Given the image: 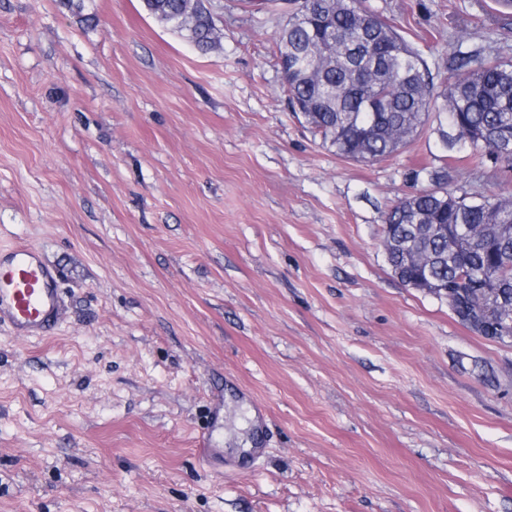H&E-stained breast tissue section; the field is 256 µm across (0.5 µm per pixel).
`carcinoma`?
Segmentation results:
<instances>
[{
	"mask_svg": "<svg viewBox=\"0 0 512 512\" xmlns=\"http://www.w3.org/2000/svg\"><path fill=\"white\" fill-rule=\"evenodd\" d=\"M144 7L200 51L215 47V22L204 0H144ZM456 40L446 83L435 85L426 62L391 23L368 11L362 0H306L289 13L275 38L276 62H285L283 84L290 107L299 104L313 131L344 158L371 163L397 152L418 128L436 119L452 149L459 145L482 163L484 155L512 167V64L481 49L462 50ZM434 190L402 198L384 217L395 245L389 264L401 279L417 276L446 284L458 275L498 287L512 299V194L491 193L478 201L458 196L444 176ZM435 224L448 234L429 233ZM423 254L429 266L404 263V252ZM461 315L486 302L478 289H456Z\"/></svg>",
	"mask_w": 512,
	"mask_h": 512,
	"instance_id": "cac0c4a2",
	"label": "carcinoma"
}]
</instances>
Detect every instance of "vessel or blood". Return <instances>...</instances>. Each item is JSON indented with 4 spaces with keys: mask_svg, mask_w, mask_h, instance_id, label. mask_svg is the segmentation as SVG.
<instances>
[{
    "mask_svg": "<svg viewBox=\"0 0 512 512\" xmlns=\"http://www.w3.org/2000/svg\"><path fill=\"white\" fill-rule=\"evenodd\" d=\"M58 272L32 247L0 249V325L11 334L44 337L62 318Z\"/></svg>",
    "mask_w": 512,
    "mask_h": 512,
    "instance_id": "1",
    "label": "vessel or blood"
}]
</instances>
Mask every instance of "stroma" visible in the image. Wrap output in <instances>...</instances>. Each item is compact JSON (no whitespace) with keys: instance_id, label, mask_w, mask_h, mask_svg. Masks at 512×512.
Wrapping results in <instances>:
<instances>
[{"instance_id":"35a3bbf8","label":"stroma","mask_w":512,"mask_h":512,"mask_svg":"<svg viewBox=\"0 0 512 512\" xmlns=\"http://www.w3.org/2000/svg\"><path fill=\"white\" fill-rule=\"evenodd\" d=\"M364 5L436 82L463 29L512 61L494 0ZM210 6L203 53L143 0H0V248L64 297L49 336L0 327V512H512V341L382 246L435 170L477 196L512 169L434 122L338 156L287 104V4Z\"/></svg>"}]
</instances>
